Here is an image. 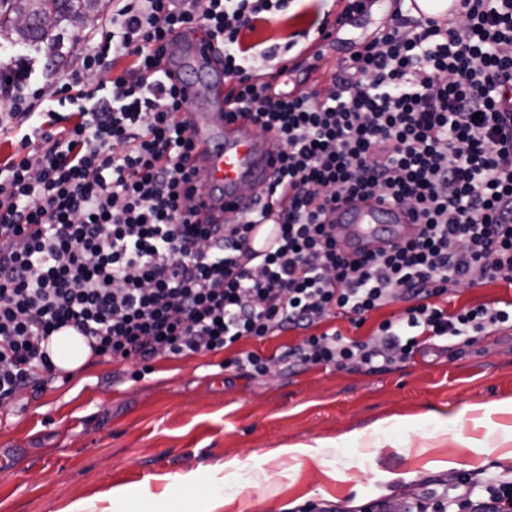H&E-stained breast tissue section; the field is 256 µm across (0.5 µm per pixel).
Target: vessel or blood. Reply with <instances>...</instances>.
Masks as SVG:
<instances>
[{"instance_id":"b4317fda","label":"vessel or blood","mask_w":512,"mask_h":512,"mask_svg":"<svg viewBox=\"0 0 512 512\" xmlns=\"http://www.w3.org/2000/svg\"><path fill=\"white\" fill-rule=\"evenodd\" d=\"M168 55L167 66L174 75L193 74L183 86V118L194 143V165L207 194L223 193L225 206L239 211L252 207L254 201L242 196V187L249 184L264 193L278 169L268 135L249 119H225L224 78L214 62V48L203 49L194 40L175 35L169 40ZM334 218L354 252L386 249L416 232L402 210L373 200L339 204ZM279 236V225H254L250 246L257 254L268 253Z\"/></svg>"}]
</instances>
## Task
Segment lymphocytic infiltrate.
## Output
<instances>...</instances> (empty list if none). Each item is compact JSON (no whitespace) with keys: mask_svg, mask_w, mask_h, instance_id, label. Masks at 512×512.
Here are the masks:
<instances>
[{"mask_svg":"<svg viewBox=\"0 0 512 512\" xmlns=\"http://www.w3.org/2000/svg\"><path fill=\"white\" fill-rule=\"evenodd\" d=\"M97 36H78L83 68L31 89L0 69V131L38 150L0 163V406L58 380L47 344L70 327L94 356L137 363L234 349L247 376L278 364L371 369L423 345H469L512 329V308L448 311L461 285L512 279V0H459L445 24L392 13L327 85L308 95L252 71L280 51L241 34L287 19L291 0H113ZM199 31L221 50L233 111L272 136L279 161L258 209L198 222L177 81L160 68L169 36ZM122 74L113 69L120 60ZM394 203L417 235L351 255L328 218L344 200ZM276 216L277 248L252 253L253 225ZM364 338L317 332L330 316ZM299 334L272 355L245 340ZM402 512H512V477L435 480ZM405 306V303L402 302H395L391 304L369 317L367 322L360 329L353 328L348 320L341 316H336V318L327 320L322 324L320 329L323 330L336 327V329H338L344 336H370L378 322L383 319L390 318L393 315L398 316L403 312Z\"/></svg>","mask_w":512,"mask_h":512,"instance_id":"obj_1","label":"lymphocytic infiltrate"}]
</instances>
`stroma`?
Listing matches in <instances>:
<instances>
[{
  "label": "stroma",
  "mask_w": 512,
  "mask_h": 512,
  "mask_svg": "<svg viewBox=\"0 0 512 512\" xmlns=\"http://www.w3.org/2000/svg\"><path fill=\"white\" fill-rule=\"evenodd\" d=\"M111 4L100 0L89 26L62 22L53 42L33 47L0 34V66L27 64L31 88L51 81L46 56L74 69L75 35L97 32ZM294 18L261 23L245 44L284 43L314 21L334 20L326 0H295ZM388 19L382 6L345 26L328 56L339 62ZM224 353L159 357L139 380L129 364L94 359L66 384L23 391L0 408V512H62L78 500L94 512H141L140 501L110 506L113 486L130 485L152 496L164 512H193L216 468L235 459L241 469L224 476L219 512H300L330 503L360 512L377 498L397 500L420 484L448 474L449 462L485 477L512 474V412H486L485 404H512V331L469 346H428L411 360L368 371L307 367L245 377L220 370ZM412 416L390 431L377 421ZM356 439L335 446L336 437ZM324 441L319 460L292 459L280 447ZM194 471L196 486L182 491L167 475Z\"/></svg>",
  "instance_id": "35a3bbf8"
}]
</instances>
